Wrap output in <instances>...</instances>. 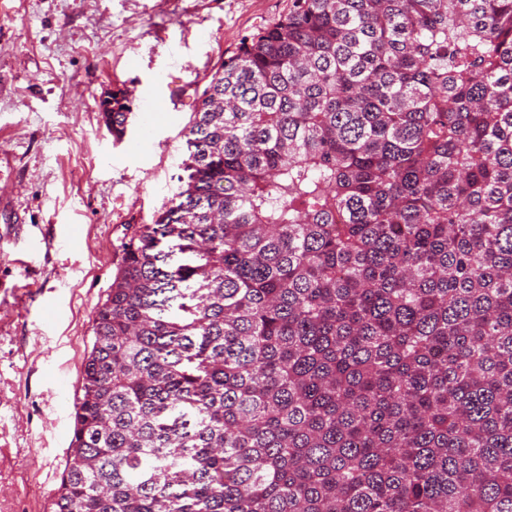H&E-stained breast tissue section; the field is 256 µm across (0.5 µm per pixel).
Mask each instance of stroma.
I'll return each instance as SVG.
<instances>
[{"label":"stroma","mask_w":512,"mask_h":512,"mask_svg":"<svg viewBox=\"0 0 512 512\" xmlns=\"http://www.w3.org/2000/svg\"><path fill=\"white\" fill-rule=\"evenodd\" d=\"M289 0H0V512H54L81 364L130 224L178 192L184 128L242 36ZM153 95L122 141L99 101Z\"/></svg>","instance_id":"stroma-1"}]
</instances>
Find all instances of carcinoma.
Wrapping results in <instances>:
<instances>
[{"mask_svg":"<svg viewBox=\"0 0 512 512\" xmlns=\"http://www.w3.org/2000/svg\"><path fill=\"white\" fill-rule=\"evenodd\" d=\"M184 137L55 512H512V0H291Z\"/></svg>","mask_w":512,"mask_h":512,"instance_id":"1","label":"carcinoma"}]
</instances>
